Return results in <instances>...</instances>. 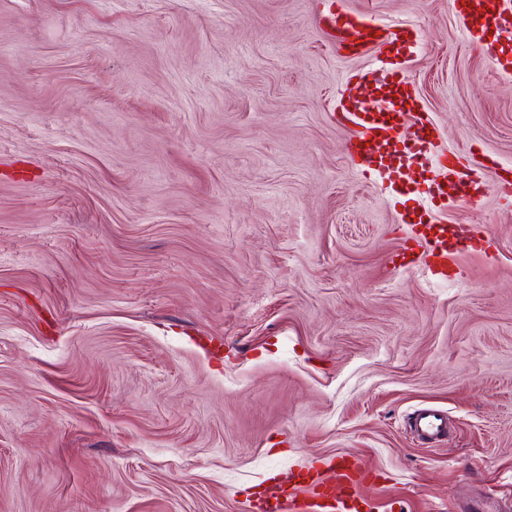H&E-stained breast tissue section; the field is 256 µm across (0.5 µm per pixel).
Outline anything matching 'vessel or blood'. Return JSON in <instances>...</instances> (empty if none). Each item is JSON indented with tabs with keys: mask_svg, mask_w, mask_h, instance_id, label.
<instances>
[{
	"mask_svg": "<svg viewBox=\"0 0 512 512\" xmlns=\"http://www.w3.org/2000/svg\"><path fill=\"white\" fill-rule=\"evenodd\" d=\"M463 23L465 39L477 40L488 64L512 71V0H448ZM314 23L329 36L340 57L371 54L373 64L347 72L332 104L336 122L350 127L341 149L360 175L381 183L399 198L402 221L418 229L419 248L402 247L398 267L439 279L463 249L464 225L435 224L434 210L472 209L488 190L512 194V167L477 164L436 149L437 128L416 93L409 63L422 45L421 33L401 22H377L346 10L340 0H320ZM410 429L415 438L435 442L448 435V420L434 409L420 411ZM332 479L319 469L298 471L293 484L271 488L257 512H359L368 469L346 454L328 462Z\"/></svg>",
	"mask_w": 512,
	"mask_h": 512,
	"instance_id": "1",
	"label": "vessel or blood"
}]
</instances>
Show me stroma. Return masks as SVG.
<instances>
[{"mask_svg":"<svg viewBox=\"0 0 512 512\" xmlns=\"http://www.w3.org/2000/svg\"><path fill=\"white\" fill-rule=\"evenodd\" d=\"M317 0H0V512H251L340 455L366 512H512V198L414 235L341 153ZM422 33L444 150L512 163V76L448 0ZM446 413L423 444L408 421Z\"/></svg>","mask_w":512,"mask_h":512,"instance_id":"stroma-1","label":"stroma"}]
</instances>
